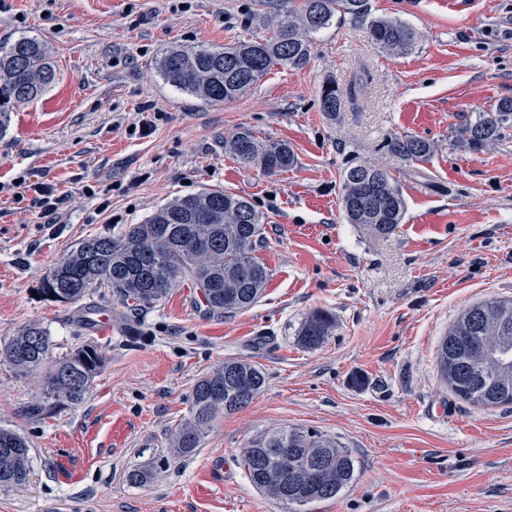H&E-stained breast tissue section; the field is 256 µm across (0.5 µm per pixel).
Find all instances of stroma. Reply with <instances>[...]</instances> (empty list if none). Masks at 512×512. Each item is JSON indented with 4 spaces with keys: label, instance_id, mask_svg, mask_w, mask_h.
Instances as JSON below:
<instances>
[{
    "label": "stroma",
    "instance_id": "1",
    "mask_svg": "<svg viewBox=\"0 0 512 512\" xmlns=\"http://www.w3.org/2000/svg\"><path fill=\"white\" fill-rule=\"evenodd\" d=\"M420 38L391 57L364 26L320 32L310 63L274 67L243 97L209 104L157 71L174 45L221 47L265 35L264 0H0V44L44 42L56 80L20 105L0 132V345L26 323L50 333L54 357L92 345L104 366L86 401L44 419L26 416L40 378L0 363V425L25 435L31 473L0 486V512H288L257 490L246 445L283 426L335 438L357 466L342 495L301 512H512V405L458 399L438 368L442 338L471 304L512 298V130L494 147L455 145L457 128L512 98V0H371ZM370 81L336 119L320 107L324 82ZM153 128L129 135L140 111ZM247 129L288 143L295 164L266 175L224 152ZM421 137L426 162L391 153L393 137ZM373 162L406 199L402 224L375 236L347 223L342 172ZM67 193L51 224L12 184ZM221 187L266 216L255 255L270 273L248 310L209 314L199 288L179 282L149 308L101 288L111 334L76 306L39 297L48 270L82 239L117 235L178 195ZM333 318L304 346L305 318ZM228 359L264 372L263 391L220 415L201 448L176 458L170 438L195 383ZM451 416L426 414L429 405ZM147 469L148 482L128 481Z\"/></svg>",
    "mask_w": 512,
    "mask_h": 512
}]
</instances>
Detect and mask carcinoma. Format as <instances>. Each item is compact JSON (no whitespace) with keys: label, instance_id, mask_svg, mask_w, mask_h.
Here are the masks:
<instances>
[{"label":"carcinoma","instance_id":"cac0c4a2","mask_svg":"<svg viewBox=\"0 0 512 512\" xmlns=\"http://www.w3.org/2000/svg\"><path fill=\"white\" fill-rule=\"evenodd\" d=\"M268 5L272 16L266 36L222 48L173 46L159 59L160 75L200 100L220 104L243 96L275 66L305 67L314 36L346 21L366 25L371 41L392 56L411 50L418 40L406 23L372 15L370 0H268ZM55 78L48 49L39 40L20 37L0 46V133L9 112L42 96ZM320 104L330 117L340 111L335 84L322 86ZM511 127L512 100L505 99L464 124L455 143L478 152ZM388 148L415 161H426L435 151L434 143L419 137H396ZM224 152L270 175L295 162L288 144L263 141L249 130L224 139ZM342 178L348 223L384 236L403 222L402 191L385 170L352 164ZM264 221L251 200L222 188L184 195L117 237L82 240L44 276L40 294L76 305L99 288H111L129 306L148 307L162 301L173 283L189 280L200 288L211 313L234 314L254 305L269 280L267 267L254 256ZM331 326L326 312L312 313L302 323V342L321 343ZM52 350L46 328L30 322L0 349V359L17 372L35 373ZM102 366V356L90 345L59 358L43 375L40 396L28 414L40 419L81 405ZM439 368L459 399L481 408L511 405L512 299L468 306L441 340ZM264 384L263 371L247 360L228 359L202 377L192 389L190 416L175 433V453L185 456L201 447L216 418L246 406ZM30 463L25 438L0 426V485L25 483ZM244 464L256 488L289 505L338 497L356 480L354 460L336 440L298 427L261 434L246 449Z\"/></svg>","mask_w":512,"mask_h":512}]
</instances>
